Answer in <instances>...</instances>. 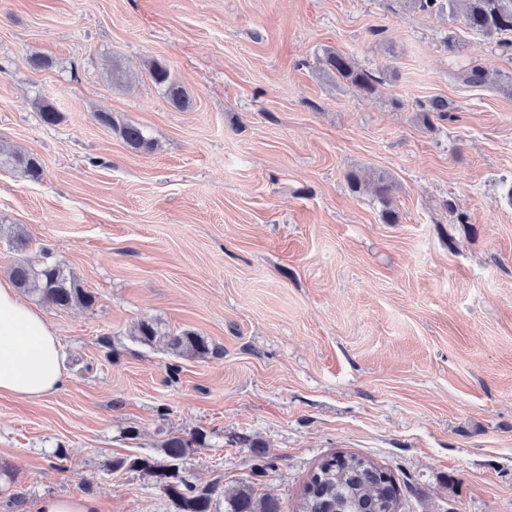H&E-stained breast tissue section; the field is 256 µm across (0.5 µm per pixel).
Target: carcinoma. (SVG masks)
<instances>
[{"label":"carcinoma","mask_w":512,"mask_h":512,"mask_svg":"<svg viewBox=\"0 0 512 512\" xmlns=\"http://www.w3.org/2000/svg\"><path fill=\"white\" fill-rule=\"evenodd\" d=\"M408 9L426 13L454 11L457 0H400ZM467 25L487 36L503 37L499 45L512 51V0H465ZM324 69L356 87L366 95L374 94L379 78L371 71L355 67L343 54L329 50L323 58ZM152 82L161 87L168 100L177 108L189 105L190 98L177 83L166 62L154 60L148 69ZM38 116L44 125L54 126L61 113L48 102L38 106ZM96 121L116 130L124 143L136 152L153 151L154 142L143 128L133 124L117 125L109 112L94 114ZM11 159L25 177L38 181L44 174L41 160L34 154L15 152ZM376 194L383 206L381 217L386 224H396L399 214L391 203V185L385 176L374 180ZM10 277L16 287L35 294L45 303L60 309L90 308L96 296L82 288L73 272L61 264L28 258L17 261L10 268ZM135 340L145 346L159 347L175 355L206 358L217 353L207 338L191 330L179 334L163 331L153 321L138 325ZM200 433L188 437L168 434L159 445L157 456L116 458L111 461L112 471H140L155 478L163 493L174 504L176 512H217V498L224 497V512H284L279 498L259 495L251 482H242L229 491L218 485L199 487L185 476L184 463L195 446L203 445ZM387 470L357 454H342L323 459L306 482L295 505L294 512H397L401 498L394 479H384Z\"/></svg>","instance_id":"1"}]
</instances>
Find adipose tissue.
Listing matches in <instances>:
<instances>
[{
  "mask_svg": "<svg viewBox=\"0 0 512 512\" xmlns=\"http://www.w3.org/2000/svg\"><path fill=\"white\" fill-rule=\"evenodd\" d=\"M66 383L55 330L9 280L0 279V394L38 400Z\"/></svg>",
  "mask_w": 512,
  "mask_h": 512,
  "instance_id": "adipose-tissue-1",
  "label": "adipose tissue"
}]
</instances>
